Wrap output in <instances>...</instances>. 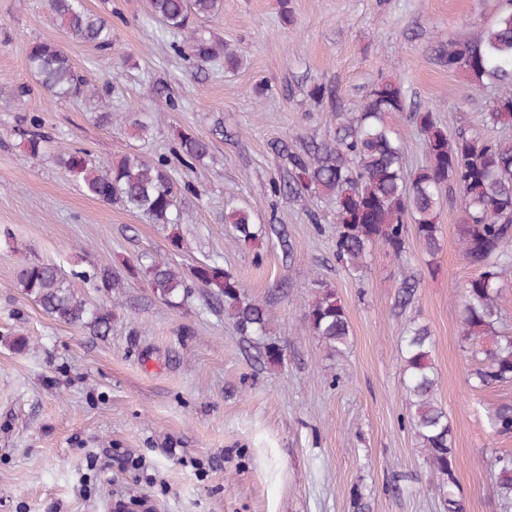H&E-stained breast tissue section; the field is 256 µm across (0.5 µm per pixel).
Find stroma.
Segmentation results:
<instances>
[{
  "instance_id": "stroma-1",
  "label": "stroma",
  "mask_w": 512,
  "mask_h": 512,
  "mask_svg": "<svg viewBox=\"0 0 512 512\" xmlns=\"http://www.w3.org/2000/svg\"><path fill=\"white\" fill-rule=\"evenodd\" d=\"M112 23V44L65 39L46 0H0V512H444L442 477L425 462L407 421L401 338L427 324L455 451V491L465 512H499L492 453H512L489 409L512 403V382L476 390L478 367L460 339L461 287L474 276L458 243L457 207L441 210L442 250L428 263L414 230L409 260L375 249L362 275L334 257L335 226L316 200L274 194L285 182L283 142L301 149L327 138L328 108L312 84L338 85L358 111L382 79L408 103L431 106L448 132L487 136L490 89L468 85L435 50L491 21L501 0H224L205 22L233 51L234 67L174 55L175 34L147 0H83ZM64 45L98 95L60 99L27 67L33 43ZM154 112L149 139L125 122L99 127V112ZM40 117L48 137L99 161L172 156L180 133L211 140L193 171L176 170L178 204L191 221L173 250L168 226L84 194L52 154L31 156L16 131ZM237 195L283 237L251 245L224 234V200ZM183 265L219 257L251 297L266 301L281 364L239 336L224 309L195 289L169 306L129 276L110 292L84 281L95 268L137 257ZM61 265L92 304L111 309L96 335L47 316L17 284L27 263ZM417 284L397 305L403 277ZM340 296L350 329L343 353L312 335L305 311L314 284ZM26 349L13 346L16 337ZM108 448L142 458L139 470L91 468Z\"/></svg>"
}]
</instances>
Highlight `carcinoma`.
I'll list each match as a JSON object with an SVG mask.
<instances>
[{
    "label": "carcinoma",
    "instance_id": "carcinoma-1",
    "mask_svg": "<svg viewBox=\"0 0 512 512\" xmlns=\"http://www.w3.org/2000/svg\"><path fill=\"white\" fill-rule=\"evenodd\" d=\"M223 0H147L150 15L168 31L183 35L171 44L178 54H190L197 62L193 78L207 72V65L224 56L235 64L224 45L193 27L222 7ZM60 26L73 41L107 47L112 44V24L88 12L83 0H48ZM439 62L472 86L491 85L495 92L484 114L486 125L512 128V0L487 25L461 32L436 50ZM27 66L44 89L58 98H78L89 92L84 79L63 48L52 42L33 44ZM309 94L326 104L333 134L327 140L309 142L299 151H288L289 180L274 191H286L302 200L323 201L336 224V262L358 274L367 256L383 246L394 257L407 260L405 225H414L422 250L436 257L442 250L439 224L443 200L459 202L457 235L468 264L476 269L462 293L463 346L482 366L472 370L471 386L483 389L512 382V335L500 327L497 298L506 274L512 271V139L487 138L467 129L448 135L433 110L418 105L409 118L424 141L426 162L412 174L405 173L396 117L406 112L399 85L387 79L367 93L360 109L346 110L343 96L332 85L315 83ZM130 126L146 139L152 132L150 117L129 113ZM29 154L51 150L41 121L18 130ZM210 142L190 133L179 137L177 161L189 170L210 155ZM60 163L87 195L106 203H118L152 224L177 227L187 218L177 202L170 159L146 160L126 155L117 161L96 163L82 149L65 148ZM225 234L241 245L263 234L244 202L230 201L224 210ZM132 275L142 276L154 296L173 306L181 304L199 287L224 302V311L238 333L260 340L270 334L265 305L247 296L240 281L216 258H204L187 267L151 258H138ZM97 288H122L123 277L110 268L89 276ZM18 283L53 319L94 333L110 327L112 311L89 306L70 285L61 266L31 263L18 275ZM306 319L314 335L331 350L349 346V325L336 289L319 283L308 304ZM430 328L411 322L402 336L401 353L407 395L408 424L429 464L443 477V498L448 512H464L453 490L455 457L448 416L437 399L438 376L432 363ZM490 428L512 433V404H500L488 414ZM494 471L501 512H512V453L495 456Z\"/></svg>",
    "mask_w": 512,
    "mask_h": 512
}]
</instances>
